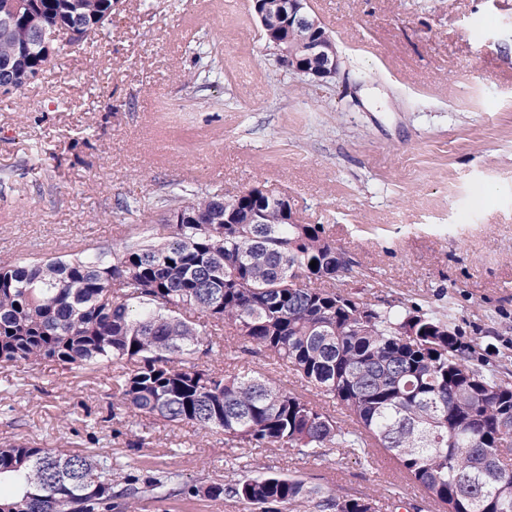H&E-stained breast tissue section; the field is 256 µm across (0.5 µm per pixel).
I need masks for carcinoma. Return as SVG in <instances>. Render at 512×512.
Listing matches in <instances>:
<instances>
[{
  "mask_svg": "<svg viewBox=\"0 0 512 512\" xmlns=\"http://www.w3.org/2000/svg\"><path fill=\"white\" fill-rule=\"evenodd\" d=\"M0 0V69L14 89L52 62L56 33L112 23V0ZM266 43L286 29L265 17ZM165 218L125 225L111 253L0 263V366L52 361L96 373L113 366L110 418L148 415L224 433L236 448H371L397 458L443 512H512V382L462 339L450 316L410 300L365 303L318 281L336 279V243L320 224L275 207L248 222L249 201L206 192L160 200ZM316 261V267L310 262ZM298 269L297 283L288 273ZM230 336L241 346L217 341ZM259 350L293 371L343 418L238 366ZM224 358L216 370L201 358ZM108 454L65 453L17 440L0 446V512H112L115 499L175 493L301 512H377L282 474L209 485L129 474Z\"/></svg>",
  "mask_w": 512,
  "mask_h": 512,
  "instance_id": "obj_1",
  "label": "carcinoma"
}]
</instances>
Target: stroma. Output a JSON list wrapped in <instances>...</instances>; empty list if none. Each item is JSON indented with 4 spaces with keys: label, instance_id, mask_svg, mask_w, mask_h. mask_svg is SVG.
<instances>
[{
    "label": "stroma",
    "instance_id": "1",
    "mask_svg": "<svg viewBox=\"0 0 512 512\" xmlns=\"http://www.w3.org/2000/svg\"><path fill=\"white\" fill-rule=\"evenodd\" d=\"M340 59L320 83L286 70L250 0H114L94 43L60 35L52 66L0 91V262L113 251L120 224H154L169 195H288L299 223L322 225L351 261L333 280L361 301L451 306L464 341L512 372V0H310ZM241 366L270 375L331 415L311 384L274 372L268 353ZM111 368L46 361L0 394V443L110 454L125 472L191 484L293 474L395 512L403 492L435 512L398 461L336 448H233L223 434L150 417L106 420ZM101 417L89 435L86 416ZM149 447L131 451V431ZM116 512H255L242 501L145 497Z\"/></svg>",
    "mask_w": 512,
    "mask_h": 512
}]
</instances>
